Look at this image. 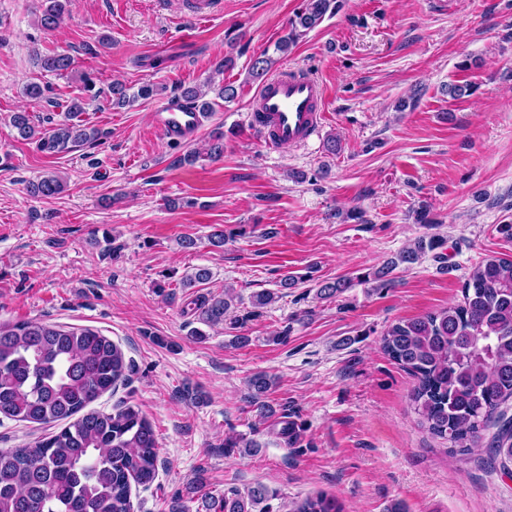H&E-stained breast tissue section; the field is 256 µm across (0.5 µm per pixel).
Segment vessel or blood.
Instances as JSON below:
<instances>
[{
    "label": "vessel or blood",
    "instance_id": "b4317fda",
    "mask_svg": "<svg viewBox=\"0 0 512 512\" xmlns=\"http://www.w3.org/2000/svg\"><path fill=\"white\" fill-rule=\"evenodd\" d=\"M324 87L311 74L289 70L255 93L249 119L267 144L303 145L325 117ZM157 129L168 139L184 140L200 126L197 108L165 104L155 114Z\"/></svg>",
    "mask_w": 512,
    "mask_h": 512
}]
</instances>
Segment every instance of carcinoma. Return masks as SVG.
<instances>
[{"instance_id": "cac0c4a2", "label": "carcinoma", "mask_w": 512, "mask_h": 512, "mask_svg": "<svg viewBox=\"0 0 512 512\" xmlns=\"http://www.w3.org/2000/svg\"><path fill=\"white\" fill-rule=\"evenodd\" d=\"M297 24L318 26L333 0H304ZM40 25L53 29L66 13L64 0H42ZM74 60L64 53L38 58L41 70L60 73ZM271 59L262 53L253 59L249 76L262 82ZM216 90L217 99H207ZM154 93L141 86L129 96L116 82L112 104L124 105ZM235 88L188 87L180 99L212 112L218 100H231ZM22 136L35 138L43 150L59 152L73 143L89 141L95 133L72 123L35 129L27 113L12 117ZM66 183L49 174L29 186L37 197L62 193ZM444 240L418 239L375 273L385 280L401 263L413 264ZM230 295L199 296L193 301L197 320L213 327L224 323L232 307ZM382 349L417 379L410 401L419 424L448 442V455L471 454L490 423L500 421L490 448L501 467L512 463V422L501 420V408L512 400V255L501 254L478 263L461 288L458 303L437 312L388 327ZM132 371L120 348L90 328H68L36 321L0 324V415L40 424L64 421L33 446L0 449V512H133L131 485L150 486L156 478L158 448L151 424L127 403L113 413L88 409L97 394L127 382ZM249 386L259 421L273 408L261 401L272 381L265 373L253 376ZM270 495L263 485L241 493L204 495L206 512H269ZM289 512H343L334 497L317 494L294 503Z\"/></svg>"}]
</instances>
